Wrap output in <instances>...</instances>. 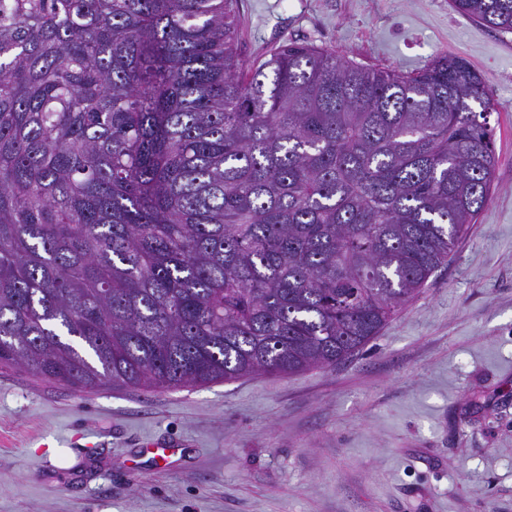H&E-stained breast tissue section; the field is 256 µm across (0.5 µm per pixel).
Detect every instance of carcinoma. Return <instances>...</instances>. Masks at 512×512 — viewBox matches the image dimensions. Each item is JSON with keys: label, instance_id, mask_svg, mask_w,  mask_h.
<instances>
[{"label": "carcinoma", "instance_id": "cac0c4a2", "mask_svg": "<svg viewBox=\"0 0 512 512\" xmlns=\"http://www.w3.org/2000/svg\"><path fill=\"white\" fill-rule=\"evenodd\" d=\"M451 7L512 31V0ZM237 42L233 0H0L1 367H332L448 263L498 163L482 75Z\"/></svg>", "mask_w": 512, "mask_h": 512}]
</instances>
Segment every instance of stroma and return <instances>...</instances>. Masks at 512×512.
<instances>
[{
	"mask_svg": "<svg viewBox=\"0 0 512 512\" xmlns=\"http://www.w3.org/2000/svg\"><path fill=\"white\" fill-rule=\"evenodd\" d=\"M252 65L287 43L486 81L498 165L426 288L332 368L80 390L0 367V512H512V33L450 0H234ZM176 446L168 464L148 446Z\"/></svg>",
	"mask_w": 512,
	"mask_h": 512,
	"instance_id": "1",
	"label": "stroma"
}]
</instances>
